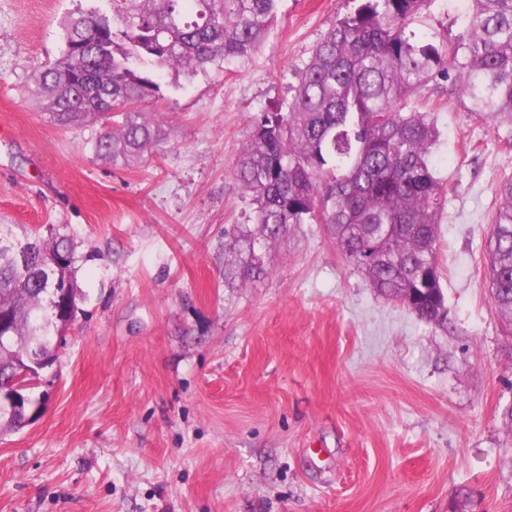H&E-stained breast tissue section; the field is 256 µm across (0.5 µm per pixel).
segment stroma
Masks as SVG:
<instances>
[{"instance_id":"35a3bbf8","label":"stroma","mask_w":512,"mask_h":512,"mask_svg":"<svg viewBox=\"0 0 512 512\" xmlns=\"http://www.w3.org/2000/svg\"><path fill=\"white\" fill-rule=\"evenodd\" d=\"M92 0H0V224L76 243L84 293L37 419L0 431V512H512V329L484 243L512 173V124L438 77L431 161L448 189L438 327L378 297L321 224L224 282L253 207L234 164L247 120L283 112L313 47L354 0H279L250 58L164 76L168 139L128 164L100 124L61 128L28 76Z\"/></svg>"}]
</instances>
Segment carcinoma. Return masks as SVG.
<instances>
[{
	"label": "carcinoma",
	"mask_w": 512,
	"mask_h": 512,
	"mask_svg": "<svg viewBox=\"0 0 512 512\" xmlns=\"http://www.w3.org/2000/svg\"><path fill=\"white\" fill-rule=\"evenodd\" d=\"M70 18L61 56L38 66L34 81L55 124L112 123L94 155L128 162L166 139L142 105L160 93L164 71L194 76L217 60L254 54L274 22L278 0H108ZM427 0H359L317 43L286 112L249 120L234 176L254 205L234 236L224 281L265 278L264 257L303 224H323L340 255L385 298L417 293L412 310L437 326L448 309L437 263L447 190L430 157L437 116L409 101L442 71L481 118L512 122V0H469L467 24L438 44L411 26ZM485 241L491 299L512 326V175L496 186ZM73 239L17 235L0 224V381L54 352L64 298L83 297ZM0 423L27 426L0 405Z\"/></svg>",
	"instance_id": "obj_1"
}]
</instances>
